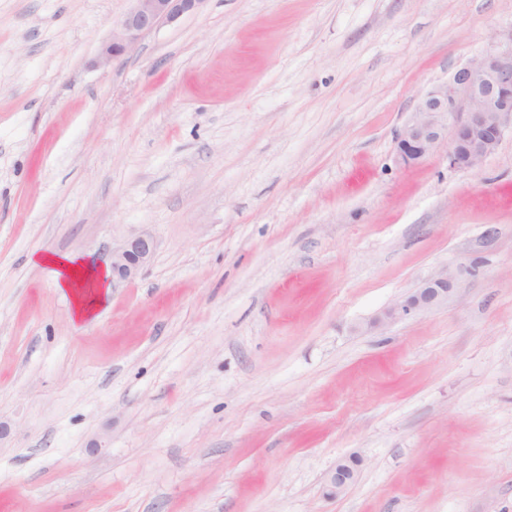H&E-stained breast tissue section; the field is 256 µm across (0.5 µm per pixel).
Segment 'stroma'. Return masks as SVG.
<instances>
[{"instance_id": "obj_1", "label": "stroma", "mask_w": 512, "mask_h": 512, "mask_svg": "<svg viewBox=\"0 0 512 512\" xmlns=\"http://www.w3.org/2000/svg\"><path fill=\"white\" fill-rule=\"evenodd\" d=\"M131 6L0 0V512H512V132L396 156L512 0H205L95 65ZM143 233L83 325L28 262ZM458 290L456 279L448 271H441L425 279L413 293L400 298L378 313L369 325L370 327L385 326L448 305V302L457 295ZM358 460H351L350 465L356 468ZM346 464V461H341L336 464V467L331 470L328 480L326 494L330 497H338L342 495L348 487L354 482L357 469H353Z\"/></svg>"}]
</instances>
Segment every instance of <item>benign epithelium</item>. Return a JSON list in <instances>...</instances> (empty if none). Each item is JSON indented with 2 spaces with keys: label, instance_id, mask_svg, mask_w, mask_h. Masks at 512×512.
<instances>
[{
  "label": "benign epithelium",
  "instance_id": "benign-epithelium-1",
  "mask_svg": "<svg viewBox=\"0 0 512 512\" xmlns=\"http://www.w3.org/2000/svg\"><path fill=\"white\" fill-rule=\"evenodd\" d=\"M133 7L103 43L96 64L107 66L125 55L147 33L164 23L198 11L205 0H132ZM512 121V31L496 45L455 72L452 79L420 95L411 118L397 137V160L403 166L423 161L436 149H447L448 165L475 171L503 139ZM156 243L149 234L127 239L112 250V283L139 277ZM456 279L441 271L425 279L413 293L378 313L370 326L381 327L448 304L458 293ZM357 470L341 461L331 470L326 494L342 495Z\"/></svg>",
  "mask_w": 512,
  "mask_h": 512
}]
</instances>
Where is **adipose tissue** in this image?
<instances>
[{
    "label": "adipose tissue",
    "mask_w": 512,
    "mask_h": 512,
    "mask_svg": "<svg viewBox=\"0 0 512 512\" xmlns=\"http://www.w3.org/2000/svg\"><path fill=\"white\" fill-rule=\"evenodd\" d=\"M29 261L50 268L58 289L69 296L72 315L82 323L93 318L110 293L111 272L71 253H34Z\"/></svg>",
    "instance_id": "1"
}]
</instances>
